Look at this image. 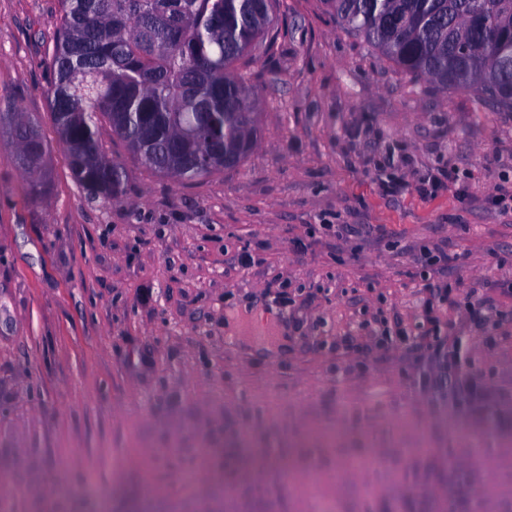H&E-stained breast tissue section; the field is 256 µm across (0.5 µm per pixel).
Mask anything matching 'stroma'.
<instances>
[{"mask_svg": "<svg viewBox=\"0 0 512 512\" xmlns=\"http://www.w3.org/2000/svg\"><path fill=\"white\" fill-rule=\"evenodd\" d=\"M273 15L235 65L260 112L249 156L178 183L105 138L129 169L109 203L73 180L51 121L59 0H0V109L21 106L51 145L33 201L0 134V512H512V263L493 259L512 254V212L488 200L512 181V111L401 73L323 0ZM431 169L452 179L424 199ZM423 247L491 307L484 328L435 312L489 412L426 406L418 351L374 336L381 320L426 330ZM270 290L294 299L297 338ZM456 424L489 432L503 463L471 456ZM418 439L427 454L407 455Z\"/></svg>", "mask_w": 512, "mask_h": 512, "instance_id": "stroma-1", "label": "stroma"}]
</instances>
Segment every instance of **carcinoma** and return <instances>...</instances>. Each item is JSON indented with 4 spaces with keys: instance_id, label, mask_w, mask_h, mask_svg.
Returning a JSON list of instances; mask_svg holds the SVG:
<instances>
[{
    "instance_id": "carcinoma-1",
    "label": "carcinoma",
    "mask_w": 512,
    "mask_h": 512,
    "mask_svg": "<svg viewBox=\"0 0 512 512\" xmlns=\"http://www.w3.org/2000/svg\"><path fill=\"white\" fill-rule=\"evenodd\" d=\"M275 0H60L49 106L73 179L122 197L126 166L104 131L152 172L197 181L253 149L258 105L233 69L272 22ZM340 29L401 72L512 109V0H325ZM27 193H45L49 143L16 106L0 112Z\"/></svg>"
}]
</instances>
